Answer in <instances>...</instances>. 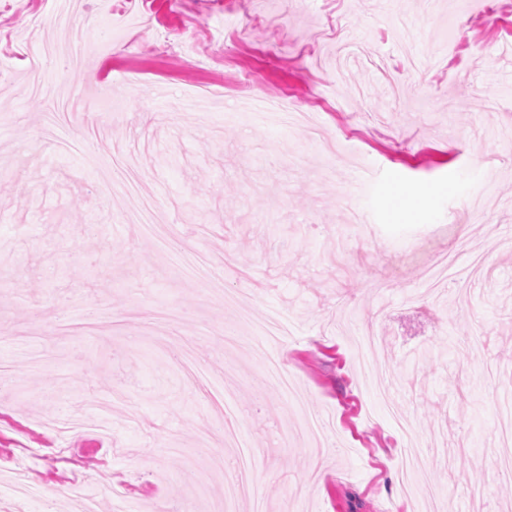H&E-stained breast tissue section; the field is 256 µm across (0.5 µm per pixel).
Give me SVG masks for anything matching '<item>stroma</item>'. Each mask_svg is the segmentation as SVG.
Masks as SVG:
<instances>
[{
  "instance_id": "35a3bbf8",
  "label": "stroma",
  "mask_w": 512,
  "mask_h": 512,
  "mask_svg": "<svg viewBox=\"0 0 512 512\" xmlns=\"http://www.w3.org/2000/svg\"><path fill=\"white\" fill-rule=\"evenodd\" d=\"M474 0H81L57 29L59 0H0V512H69L68 498L17 502V465L39 487H79L100 512L125 481L128 512L163 505L216 512L224 490L191 493L224 448L212 397L187 383L178 341L211 380L231 377L241 431L262 448L252 483L271 512H423L401 491L409 439L440 452L435 486L452 512H507L512 479L493 448L512 402V35ZM63 32L98 50L43 61L54 95L84 97L42 136L46 101L27 98L26 42ZM155 35L141 37L146 22ZM222 82L215 103L188 107ZM111 84L122 111H96ZM316 111L338 152L296 124L254 120L253 96ZM138 157L174 245L228 255L224 287L261 321L278 310L288 342L241 327L221 295L182 274L104 181L116 149ZM404 194L407 208L390 205ZM491 213L484 223L483 213ZM450 254L447 290L425 295L428 266ZM351 327L380 345L363 379ZM180 312L163 349L160 311ZM275 354L297 383L287 398L265 373ZM328 417L344 452L316 459L305 412Z\"/></svg>"
}]
</instances>
